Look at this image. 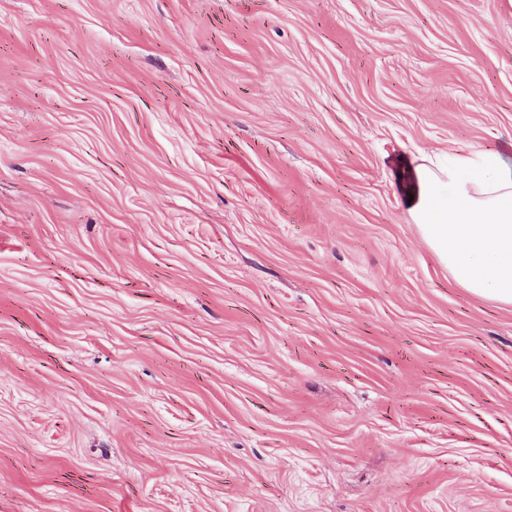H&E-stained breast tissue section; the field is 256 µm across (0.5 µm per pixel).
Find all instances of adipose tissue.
<instances>
[{
  "label": "adipose tissue",
  "mask_w": 512,
  "mask_h": 512,
  "mask_svg": "<svg viewBox=\"0 0 512 512\" xmlns=\"http://www.w3.org/2000/svg\"><path fill=\"white\" fill-rule=\"evenodd\" d=\"M409 211L427 245L472 294L512 305V166L476 152L413 168Z\"/></svg>",
  "instance_id": "ef3b65f1"
}]
</instances>
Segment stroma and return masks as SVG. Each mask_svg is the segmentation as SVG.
Here are the masks:
<instances>
[{
    "label": "stroma",
    "instance_id": "obj_1",
    "mask_svg": "<svg viewBox=\"0 0 512 512\" xmlns=\"http://www.w3.org/2000/svg\"><path fill=\"white\" fill-rule=\"evenodd\" d=\"M479 148L512 0H0V512H512L404 193Z\"/></svg>",
    "mask_w": 512,
    "mask_h": 512
}]
</instances>
